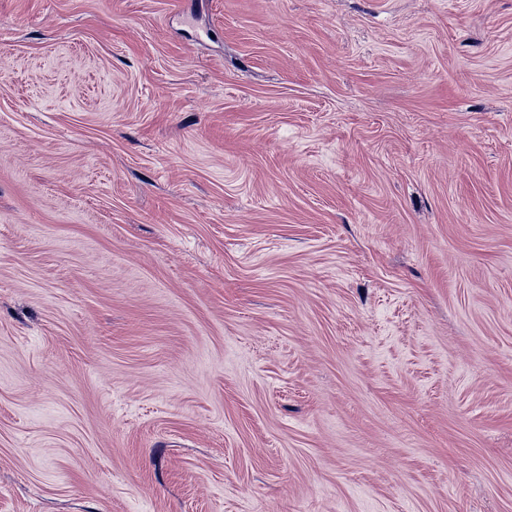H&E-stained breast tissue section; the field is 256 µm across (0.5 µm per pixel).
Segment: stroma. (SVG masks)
<instances>
[{
	"mask_svg": "<svg viewBox=\"0 0 512 512\" xmlns=\"http://www.w3.org/2000/svg\"><path fill=\"white\" fill-rule=\"evenodd\" d=\"M0 512H512V0H0Z\"/></svg>",
	"mask_w": 512,
	"mask_h": 512,
	"instance_id": "stroma-1",
	"label": "stroma"
}]
</instances>
